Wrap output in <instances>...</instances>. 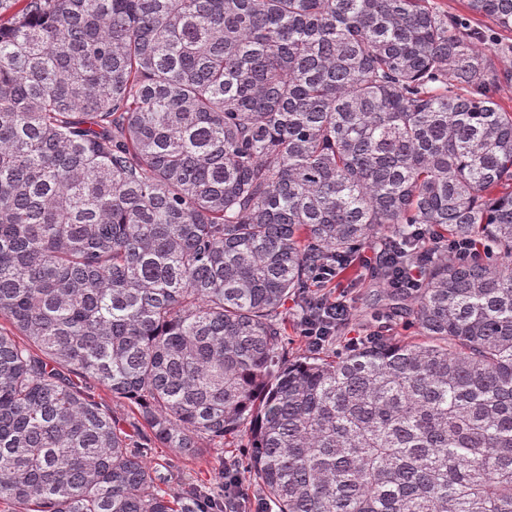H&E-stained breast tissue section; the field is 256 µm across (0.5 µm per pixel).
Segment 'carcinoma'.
<instances>
[{
    "instance_id": "carcinoma-1",
    "label": "carcinoma",
    "mask_w": 512,
    "mask_h": 512,
    "mask_svg": "<svg viewBox=\"0 0 512 512\" xmlns=\"http://www.w3.org/2000/svg\"><path fill=\"white\" fill-rule=\"evenodd\" d=\"M466 7L0 0V512H224L142 440L246 424L277 512H512V0ZM379 235L415 334L289 358ZM288 308V324L282 342L288 354L293 357L303 356L308 349V343L309 345H317L321 348L324 339L322 336L327 334L325 332L327 327L320 325L317 321H306L302 329L301 323H299L297 317L294 316V310L297 309L296 306L290 302L288 303Z\"/></svg>"
}]
</instances>
